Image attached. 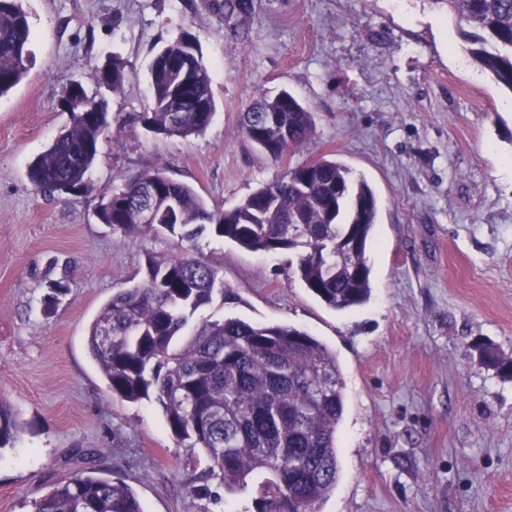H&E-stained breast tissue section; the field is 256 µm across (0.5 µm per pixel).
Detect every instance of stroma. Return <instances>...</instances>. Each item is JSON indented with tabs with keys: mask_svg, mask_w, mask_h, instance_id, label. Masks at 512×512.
Masks as SVG:
<instances>
[{
	"mask_svg": "<svg viewBox=\"0 0 512 512\" xmlns=\"http://www.w3.org/2000/svg\"><path fill=\"white\" fill-rule=\"evenodd\" d=\"M209 3L22 0L33 59L0 97V401L23 429L0 449V512H29L79 474L122 479L144 512L188 506L196 473L162 410L113 398L87 349L113 291L179 244L101 224L99 189L161 168L229 210L286 165L321 156L377 197L370 300L334 311L294 278V256L206 235L198 252L240 301L201 316L296 326L335 353L339 477L319 512H512V380L473 348L489 341L512 356V92L432 0H253L239 40ZM186 30L211 78L212 123L186 139L127 125L150 106L156 50ZM115 55L127 79L107 96L109 118L124 135L101 143L93 192L37 194L28 165L72 121L64 90L95 89ZM284 90L315 116L286 162L241 128L254 98ZM65 275L68 293L44 315L47 282Z\"/></svg>",
	"mask_w": 512,
	"mask_h": 512,
	"instance_id": "obj_1",
	"label": "stroma"
}]
</instances>
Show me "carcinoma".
Wrapping results in <instances>:
<instances>
[{
    "label": "carcinoma",
    "mask_w": 512,
    "mask_h": 512,
    "mask_svg": "<svg viewBox=\"0 0 512 512\" xmlns=\"http://www.w3.org/2000/svg\"><path fill=\"white\" fill-rule=\"evenodd\" d=\"M433 2L457 18L471 55L512 92V0ZM211 8L235 27L250 14L252 0H212ZM31 37L21 0H0V97L26 74ZM150 76L151 105L137 117L142 127L180 138L203 133L215 102L194 36L185 32L163 45ZM125 81V66L115 58L97 77L99 91L91 94L79 81L69 84L62 107L73 121L30 162L28 178L36 191L67 199L91 189L99 146L116 140L121 129L96 121L88 108H108L100 89L115 92ZM314 128L313 113L287 91L258 97L242 118L245 137L280 161L309 141ZM146 185L176 200L153 224L138 220L137 199ZM377 211L367 181L325 157L286 166L278 179L228 211L209 206L160 168L140 173L122 190H102L100 223L124 234L167 233L183 244L177 253L146 257L141 280L113 292L92 321L87 345L113 397L154 400L176 441L205 455L207 467L196 477L192 497L216 501L221 495L211 482L234 492L260 475L254 512H318L338 480L336 439L345 387L336 354L296 326L234 317L189 328L191 317L215 298L237 303L217 267L192 253L194 243L213 233L245 250L293 254L303 286L329 308L347 311L371 296L368 246ZM66 290L64 277L49 284L47 311ZM183 335L185 343L176 346ZM476 350L487 368L512 377V356L490 343ZM20 430L13 411L0 403V448ZM31 512H143V507L123 482L77 475L53 485L32 503Z\"/></svg>",
    "instance_id": "obj_1"
}]
</instances>
